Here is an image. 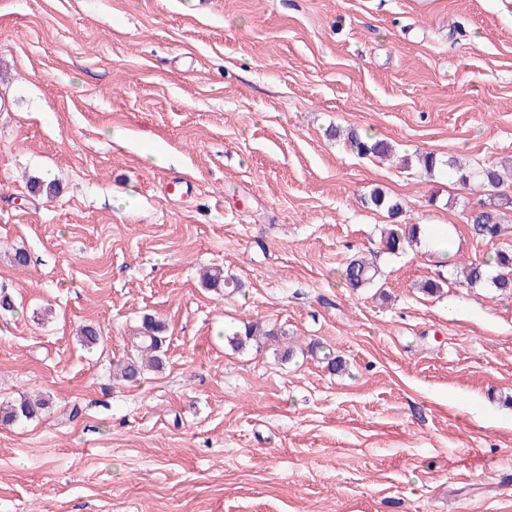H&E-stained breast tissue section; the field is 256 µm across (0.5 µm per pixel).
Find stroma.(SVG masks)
Returning <instances> with one entry per match:
<instances>
[{
  "instance_id": "1",
  "label": "stroma",
  "mask_w": 512,
  "mask_h": 512,
  "mask_svg": "<svg viewBox=\"0 0 512 512\" xmlns=\"http://www.w3.org/2000/svg\"><path fill=\"white\" fill-rule=\"evenodd\" d=\"M422 152L512 160V0H0V397L49 401L0 425V512H512V293L454 283L512 233ZM377 188L447 251H384ZM147 317L164 367L117 383ZM349 148L360 156L387 157L393 150L392 144L386 139L371 136L357 128H350L344 138ZM420 241L431 249H448V227L444 224H427L422 228ZM377 276V267L364 257L351 259L342 270L343 281L353 290L372 285ZM280 338L286 344V348L283 349L280 356L284 360H291L295 353L292 348L288 347V336L282 330L266 329L258 323H253L245 324L243 329L232 328L231 334L224 336L227 344L236 350H244L253 342L257 344V347H260V344H265L269 340L278 342Z\"/></svg>"
}]
</instances>
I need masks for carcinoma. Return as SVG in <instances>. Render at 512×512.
Masks as SVG:
<instances>
[{"mask_svg":"<svg viewBox=\"0 0 512 512\" xmlns=\"http://www.w3.org/2000/svg\"><path fill=\"white\" fill-rule=\"evenodd\" d=\"M345 143L360 156L387 157L393 150L392 144L371 136L357 128L346 132ZM448 172L457 176L463 185L470 190L477 188L487 192L488 201L471 217L470 231L478 238L493 240L500 237L505 230L502 209L509 206L507 195L500 193L503 178L494 166H478L467 168L459 162L450 159L446 161ZM371 205L377 209L384 208L392 219H397L402 213V207L397 202L387 199L379 189L370 196ZM416 224L396 223L387 228L381 238L384 250L396 253L417 241ZM512 250L501 249L488 259L468 264L463 271L465 283L474 287L485 281L502 293L512 291ZM378 276L377 267L364 257L349 261L342 270V278L351 289L366 288L372 285ZM203 283L209 288H239V283L231 276L224 275L221 267H208L201 274ZM164 326L161 322L145 318L142 334L131 341L129 352L113 364L112 378L126 384L141 380L147 370H159L163 366V345L165 343ZM288 341V336L280 330L267 329L258 323L247 324L242 329H234L224 337L229 346L236 350H244L253 343L264 344L269 340ZM308 352L317 356L335 371L342 369L345 362L326 350L318 343L308 348ZM48 408V402L40 395L22 396L17 400L0 401V422L6 425L33 421L41 417Z\"/></svg>","mask_w":512,"mask_h":512,"instance_id":"1","label":"carcinoma"}]
</instances>
